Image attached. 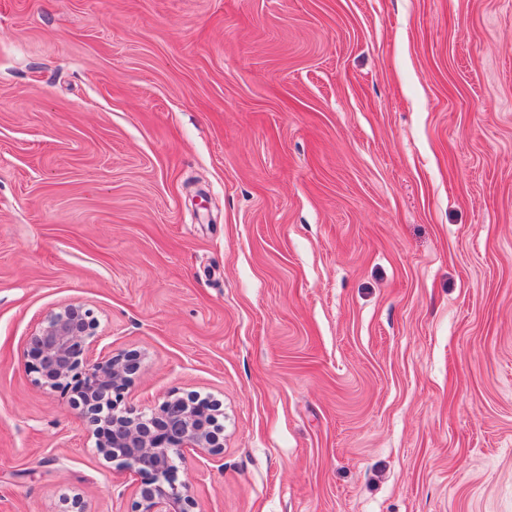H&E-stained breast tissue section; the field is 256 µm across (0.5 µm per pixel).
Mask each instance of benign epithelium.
Segmentation results:
<instances>
[{"mask_svg":"<svg viewBox=\"0 0 512 512\" xmlns=\"http://www.w3.org/2000/svg\"><path fill=\"white\" fill-rule=\"evenodd\" d=\"M95 336L97 320L82 303L49 312L27 340L37 384L69 394L70 405L95 437L97 452L140 478L135 512H191L188 487L176 482L177 462L224 447L218 404L171 393L149 414L122 405L137 360L122 353L93 359Z\"/></svg>","mask_w":512,"mask_h":512,"instance_id":"1","label":"benign epithelium"}]
</instances>
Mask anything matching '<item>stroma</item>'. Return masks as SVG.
I'll list each match as a JSON object with an SVG mask.
<instances>
[{"label": "stroma", "instance_id": "stroma-1", "mask_svg": "<svg viewBox=\"0 0 512 512\" xmlns=\"http://www.w3.org/2000/svg\"><path fill=\"white\" fill-rule=\"evenodd\" d=\"M219 402L193 512H512V0H0V512H132L24 355Z\"/></svg>", "mask_w": 512, "mask_h": 512}]
</instances>
